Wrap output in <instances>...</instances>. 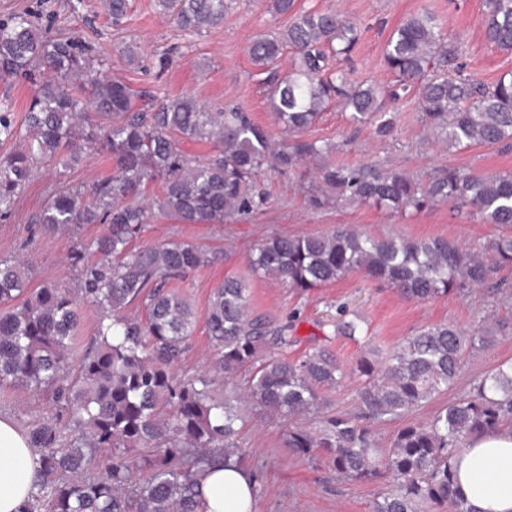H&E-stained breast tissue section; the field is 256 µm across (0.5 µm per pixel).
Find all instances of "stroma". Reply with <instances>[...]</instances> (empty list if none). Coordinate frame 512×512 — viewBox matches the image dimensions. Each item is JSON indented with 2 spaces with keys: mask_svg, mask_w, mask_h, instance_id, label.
Wrapping results in <instances>:
<instances>
[{
  "mask_svg": "<svg viewBox=\"0 0 512 512\" xmlns=\"http://www.w3.org/2000/svg\"><path fill=\"white\" fill-rule=\"evenodd\" d=\"M109 0H0V15L34 12L51 35L78 36L84 54L104 76L126 83L136 104L160 98L191 97L217 108L241 107L266 126L275 139L284 134L265 100V75L252 65L248 47L260 34L286 29L288 17L275 14L269 0H237L217 27L201 35L179 30L161 13L156 0H129L120 25H113ZM299 8H335L362 29L348 63L357 82L386 83L391 79L381 58L388 35L406 17L430 10L437 23L460 47L455 60L462 74L490 84L512 72V54L498 51L484 37L483 0H297ZM140 48L142 65L128 64L125 46ZM172 54L174 62L159 69L158 60ZM395 125L391 136L376 137L368 126L351 125L345 112L332 109L305 133L306 138L335 144L333 159L339 164H376L406 172L426 181L450 165L485 176L512 173V151L473 145L451 148L433 140L421 120L414 97L389 105ZM111 171L106 154L85 151L78 165H45L25 186L11 218L0 220V259L28 261L29 288L44 281L72 288L78 273L70 255L78 239H93L100 225L86 224L79 232L49 231L36 224L44 202L62 187L92 183ZM267 201L252 213L221 224H184L159 218L143 225L131 242L132 249L160 246L171 241L191 242L209 252L211 261L184 278L173 280L196 313V330L176 367L177 374H193L209 366L211 346L206 331V311L213 289L227 277L247 280L254 312L276 323H290L296 342L289 357L303 355L315 344H325L344 364L354 363L367 346L389 351L418 326L448 322L471 330L486 321L500 327L497 343L467 359L449 388L447 400L468 395L474 382L501 362L512 361V299L502 301L484 290L451 295L444 300L418 302L394 290L350 273L335 283L306 293L253 274L247 258L254 244L270 235H304L324 232L337 224L355 226L374 236L409 239L455 237L487 242L497 237L495 225L473 218L468 205L437 203L420 211L392 214L349 201H335L321 210L307 204V182L302 169L282 172L268 167L257 180ZM368 326L370 345L337 337L332 324L339 305ZM0 413L15 418L23 429L50 421L52 405L33 391L1 389ZM285 425L262 413L251 415L243 432L241 466L256 478L254 512H371L382 489L381 482H347L337 476L322 456L300 460L282 446Z\"/></svg>",
  "mask_w": 512,
  "mask_h": 512,
  "instance_id": "obj_1",
  "label": "stroma"
}]
</instances>
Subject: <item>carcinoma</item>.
Segmentation results:
<instances>
[{
    "label": "carcinoma",
    "instance_id": "1",
    "mask_svg": "<svg viewBox=\"0 0 512 512\" xmlns=\"http://www.w3.org/2000/svg\"><path fill=\"white\" fill-rule=\"evenodd\" d=\"M189 34L224 21L233 0H157ZM484 36L512 53V0H484ZM292 16L284 31L258 36L253 64L270 75L267 105L289 139L276 145L270 131L239 109L214 111L191 97L163 99L134 110L128 85L98 73L72 37L44 33L31 13L0 18V78L48 72L52 79L31 97L24 122L0 102V141L18 149L0 159V219L37 169L80 160L89 147L108 154L109 176L90 193L51 195L35 223L54 228L99 224L100 235L80 240L71 254L79 287L52 282L26 292L29 266L0 260V387L45 393L55 419L29 431L40 455L37 492L21 512H203L199 477L216 460L240 453L246 412L258 407L288 423L283 447L303 458L322 455L349 482L378 480L386 491L372 512H469L460 496L453 459L475 434L512 422V363L493 369L473 391L422 422L401 426L385 446L373 425L411 415L455 384L465 357L491 347L493 327L476 333L447 322L414 328L386 357L375 352L344 367L326 348L290 359L266 356L295 343L288 326L250 311L246 282L227 277L213 289L206 329L216 373L175 374L196 318L185 296L168 287L208 262L185 242L129 250L131 239L156 216L184 224H222L257 208L256 181L268 165L281 171L315 163L321 189L308 204L321 209L330 193L391 213L437 202L465 201L484 224L503 228L489 243L461 244L435 237H375L346 225L322 234L274 235L251 249V271L306 292L351 272L400 295L438 300L487 289L512 296L501 273L512 270V175L483 176L448 166L423 183L376 165L350 167L331 160L332 147L303 138L334 106L354 124H375L385 137L394 127L384 98L414 90L422 122L452 148L512 147V73L487 87L448 75L457 56L433 15L403 21L382 55L393 88L351 83L332 61L347 58L360 33L333 9L296 13L295 0H271ZM294 58L278 70L287 50ZM204 142L212 152L191 157L181 141ZM160 183L159 195L146 190ZM141 304L146 318L125 310ZM98 320L85 347L73 354L82 308ZM336 334L369 342L368 329L342 319ZM245 374L243 384L236 377ZM347 378L358 381L356 410L325 411L323 393ZM107 463L88 471L91 455Z\"/></svg>",
    "mask_w": 512,
    "mask_h": 512
}]
</instances>
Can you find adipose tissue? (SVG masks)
<instances>
[{
  "label": "adipose tissue",
  "mask_w": 512,
  "mask_h": 512,
  "mask_svg": "<svg viewBox=\"0 0 512 512\" xmlns=\"http://www.w3.org/2000/svg\"><path fill=\"white\" fill-rule=\"evenodd\" d=\"M40 456L26 433L0 414V512H20L34 495ZM470 512H512V425L473 437L453 462ZM204 512H254L252 476L229 460L205 471Z\"/></svg>",
  "instance_id": "obj_1"
}]
</instances>
